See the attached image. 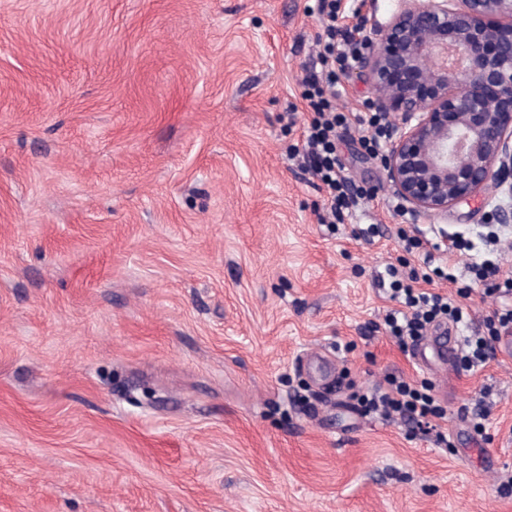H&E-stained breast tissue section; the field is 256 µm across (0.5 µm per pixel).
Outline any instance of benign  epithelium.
<instances>
[{"mask_svg":"<svg viewBox=\"0 0 512 512\" xmlns=\"http://www.w3.org/2000/svg\"><path fill=\"white\" fill-rule=\"evenodd\" d=\"M358 73L388 115L387 186L415 216L498 190L493 224H512V0H404Z\"/></svg>","mask_w":512,"mask_h":512,"instance_id":"7a95c632","label":"benign epithelium"}]
</instances>
